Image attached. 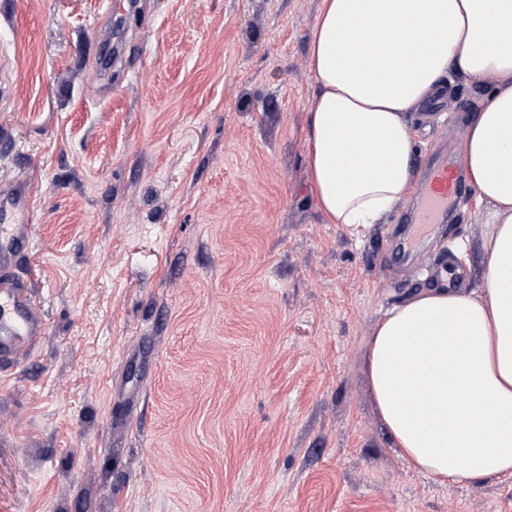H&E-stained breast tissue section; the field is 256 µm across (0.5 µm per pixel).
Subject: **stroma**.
I'll list each match as a JSON object with an SVG mask.
<instances>
[{"instance_id":"1","label":"stroma","mask_w":512,"mask_h":512,"mask_svg":"<svg viewBox=\"0 0 512 512\" xmlns=\"http://www.w3.org/2000/svg\"><path fill=\"white\" fill-rule=\"evenodd\" d=\"M321 0H0V190L28 182L47 322L0 379V512H512V477L398 457L367 338L447 263L483 284L469 192L402 255L313 197ZM493 78L456 81L471 121ZM425 171L442 140L411 114Z\"/></svg>"}]
</instances>
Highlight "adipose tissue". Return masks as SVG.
<instances>
[{"label":"adipose tissue","instance_id":"ef3b65f1","mask_svg":"<svg viewBox=\"0 0 512 512\" xmlns=\"http://www.w3.org/2000/svg\"><path fill=\"white\" fill-rule=\"evenodd\" d=\"M314 199L359 234L410 191L409 114L462 76L494 89L471 120L466 168L490 205L482 292L435 286L398 303L364 372L398 455L437 480L512 474V0H322L310 42Z\"/></svg>","mask_w":512,"mask_h":512}]
</instances>
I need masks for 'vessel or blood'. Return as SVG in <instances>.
Returning <instances> with one entry per match:
<instances>
[{"label": "vessel or blood", "instance_id": "obj_1", "mask_svg": "<svg viewBox=\"0 0 512 512\" xmlns=\"http://www.w3.org/2000/svg\"><path fill=\"white\" fill-rule=\"evenodd\" d=\"M463 147L441 154L426 173L414 212V229L438 223L449 208L459 206L464 188L455 177ZM33 247L31 192L18 184L0 191V374H8L41 346L46 321L30 285L16 272L20 257Z\"/></svg>", "mask_w": 512, "mask_h": 512}]
</instances>
